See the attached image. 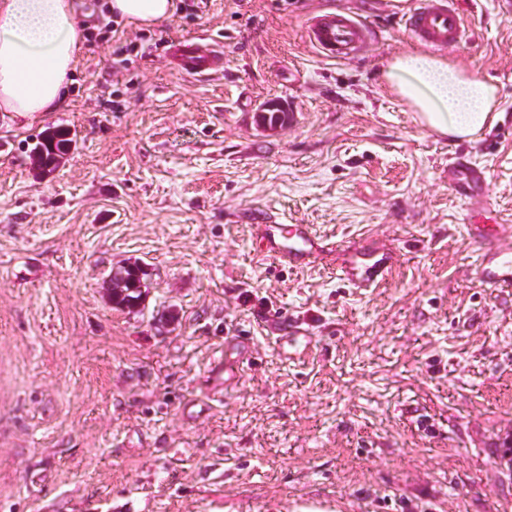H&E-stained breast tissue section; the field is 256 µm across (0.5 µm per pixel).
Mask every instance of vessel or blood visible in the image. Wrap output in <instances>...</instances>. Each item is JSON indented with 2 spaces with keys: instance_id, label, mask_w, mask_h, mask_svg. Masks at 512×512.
Wrapping results in <instances>:
<instances>
[{
  "instance_id": "b4317fda",
  "label": "vessel or blood",
  "mask_w": 512,
  "mask_h": 512,
  "mask_svg": "<svg viewBox=\"0 0 512 512\" xmlns=\"http://www.w3.org/2000/svg\"><path fill=\"white\" fill-rule=\"evenodd\" d=\"M410 38L429 48L457 47L467 42L468 27L458 0H412L402 13ZM305 34L309 43L323 57L349 60L362 50L372 36L368 25L359 18L333 10L320 11L311 17ZM174 67L191 77L206 78L223 65V52L218 40L198 36L192 41L177 40L169 45ZM254 249L292 269L309 266L336 251H343L344 263L338 269L339 279L352 288L370 289L381 285L392 272L396 257L392 250L368 240L346 242L343 247L324 240L310 224H268L263 215H255L252 226ZM468 231L481 244V261L477 279L492 288H512V233L502 227L469 225ZM309 336L296 323H288L277 342L284 355L302 353ZM226 355L211 368L215 377H223L222 387L207 388L206 400L219 406L229 390L234 389L255 361V351L247 336L230 334L224 339Z\"/></svg>"
}]
</instances>
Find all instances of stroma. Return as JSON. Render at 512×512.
<instances>
[{"mask_svg": "<svg viewBox=\"0 0 512 512\" xmlns=\"http://www.w3.org/2000/svg\"><path fill=\"white\" fill-rule=\"evenodd\" d=\"M445 49L498 87L472 142L429 134L379 82L413 48L390 0H205L158 28L86 40L56 111L0 115V512H512V289L481 286L471 208L512 225V17L461 0ZM341 8L375 38L351 60L308 42ZM154 48L126 52L136 34ZM212 35L224 68L167 57ZM126 59L124 68L112 62ZM293 118L270 131L262 104ZM77 143L40 177L37 136ZM463 158L483 193L468 199ZM312 224L399 254L363 291L256 254L248 221ZM148 293L114 309L113 267ZM312 342L285 358L282 323ZM256 366L206 409L224 331ZM117 271L123 274L124 285L113 292L110 288L112 305L118 309L134 311L143 301L150 273L139 262H126L117 267Z\"/></svg>", "mask_w": 512, "mask_h": 512, "instance_id": "stroma-1", "label": "stroma"}]
</instances>
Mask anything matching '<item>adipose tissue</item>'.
Instances as JSON below:
<instances>
[{"label":"adipose tissue","instance_id":"obj_1","mask_svg":"<svg viewBox=\"0 0 512 512\" xmlns=\"http://www.w3.org/2000/svg\"><path fill=\"white\" fill-rule=\"evenodd\" d=\"M143 27L167 21L173 0H109ZM85 41L74 0H0V112L53 111L65 99ZM380 82L429 133L471 140L497 118V88L480 73L415 49L382 62Z\"/></svg>","mask_w":512,"mask_h":512}]
</instances>
